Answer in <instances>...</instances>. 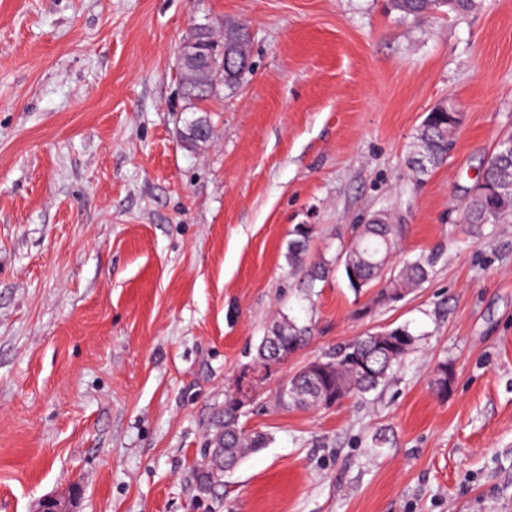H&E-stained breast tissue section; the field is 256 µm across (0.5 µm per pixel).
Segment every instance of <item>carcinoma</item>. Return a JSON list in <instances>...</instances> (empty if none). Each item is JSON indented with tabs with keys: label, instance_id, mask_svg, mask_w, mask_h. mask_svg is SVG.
<instances>
[{
	"label": "carcinoma",
	"instance_id": "obj_1",
	"mask_svg": "<svg viewBox=\"0 0 512 512\" xmlns=\"http://www.w3.org/2000/svg\"><path fill=\"white\" fill-rule=\"evenodd\" d=\"M480 0H389V8L402 21H413L426 14H468L477 10ZM248 38H242L234 52L235 60L224 63V89L235 90L250 67L242 63L250 62ZM181 93L191 106L192 114L208 117L200 104L209 101L207 92L191 91L180 86ZM461 123V114L453 111L448 104L439 112H429L416 129L411 142V152L423 151L429 157L426 167L410 164L416 180L423 181L436 169L446 163L453 139ZM512 222V136L499 142L496 151L483 164L476 180L469 188L462 210V223L468 235L480 238L487 227ZM407 225L391 222L385 210L372 214L365 223L356 224L348 244L336 252L333 260L322 259L307 262L309 230L301 227L296 231L297 238L288 243L285 258L292 270H306V287H314L315 282L325 280L331 271H342L348 287L360 294L363 289L379 284L381 290L375 304L392 307L387 296L394 292L410 293L427 282L438 261L436 252L420 253L398 268L384 272L390 259L405 236ZM396 346L389 350L379 347L374 334L358 336L336 346L324 355L336 364V373L327 377L301 370L285 379L278 388L277 400L284 407L312 408L321 406L327 395L335 396L339 402L347 397L362 396L383 385L389 372L400 365L414 350L418 337L406 325L390 329ZM312 334L309 325L299 324L284 316L275 322L263 336L256 348L250 365L264 369L274 361H283L299 350ZM358 354L367 364L363 370L349 359ZM453 374L448 363L438 365L433 389L440 395L448 393ZM242 418L235 407L232 391L224 398V417L218 421V429L213 435L214 444L225 449L224 458H219L204 466L200 472V485L207 488L215 477L213 469L225 464L234 469L249 454L265 448L271 438L265 434H248L244 430Z\"/></svg>",
	"mask_w": 512,
	"mask_h": 512
}]
</instances>
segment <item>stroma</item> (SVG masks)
Here are the masks:
<instances>
[{
	"label": "stroma",
	"mask_w": 512,
	"mask_h": 512,
	"mask_svg": "<svg viewBox=\"0 0 512 512\" xmlns=\"http://www.w3.org/2000/svg\"><path fill=\"white\" fill-rule=\"evenodd\" d=\"M206 21L248 25L253 71L191 150L177 48ZM448 101L453 148L415 182ZM508 135L512 0L408 22L386 0H0V512H512V223L473 240L457 208ZM384 207L393 265L440 250L430 280L389 309L338 272L306 294L295 225L329 259ZM285 315L313 335L244 420L273 441L201 491L228 383ZM404 324L377 391L279 405L304 363ZM444 106L446 109L441 108L439 112H428L412 137L409 165L417 181L425 180L446 163L453 146L456 130L461 123V114L453 112V104ZM417 151H423L428 155L430 161L426 168L412 162V154Z\"/></svg>",
	"instance_id": "stroma-1"
}]
</instances>
